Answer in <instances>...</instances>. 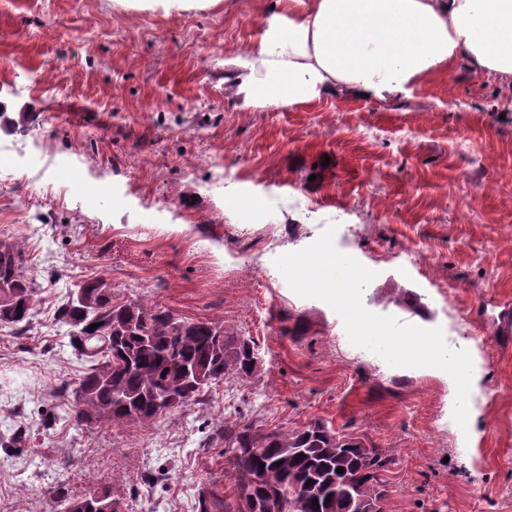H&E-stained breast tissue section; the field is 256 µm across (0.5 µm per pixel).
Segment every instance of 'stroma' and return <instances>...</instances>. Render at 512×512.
I'll return each mask as SVG.
<instances>
[{
  "label": "stroma",
  "mask_w": 512,
  "mask_h": 512,
  "mask_svg": "<svg viewBox=\"0 0 512 512\" xmlns=\"http://www.w3.org/2000/svg\"><path fill=\"white\" fill-rule=\"evenodd\" d=\"M274 2L0 0V241L37 288L31 323L0 329V512L101 489L123 512H197L234 491L212 435L238 418L364 435L394 460L384 512H512V82L460 64L387 100L248 99L236 76ZM332 224L375 273L368 311L476 352L470 435L445 371L351 344L275 266ZM98 277L253 340L257 374L146 424L78 421L84 364L54 313Z\"/></svg>",
  "instance_id": "obj_1"
}]
</instances>
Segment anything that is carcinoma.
<instances>
[{"label": "carcinoma", "mask_w": 512, "mask_h": 512, "mask_svg": "<svg viewBox=\"0 0 512 512\" xmlns=\"http://www.w3.org/2000/svg\"><path fill=\"white\" fill-rule=\"evenodd\" d=\"M2 261L11 263L21 309L0 304V326L18 329L29 323L37 291L34 281L22 272L21 256L0 242ZM79 290L98 295L102 301L85 312L77 302V291H71L58 307L56 321L67 328L72 350L88 358L82 380L108 377L120 388L113 404L123 413L112 419L114 424L135 422L132 413L150 407L178 386V376L163 370L168 358L201 367L210 376L190 388V403L228 376L248 380L256 374L254 342L224 334L220 324L185 320L139 298L120 301L112 293V284L103 279L88 280ZM94 323L97 327L88 330ZM222 439L238 491L260 474L267 487L279 488L288 497V504L275 505L272 512H361L387 496L385 473L394 464L393 458L366 444L361 436L337 431L322 421L265 431L253 423L226 420ZM246 441L258 453L236 455ZM339 467L344 472L337 473ZM198 508L199 512H241L239 495L221 498L210 491L200 494Z\"/></svg>", "instance_id": "cac0c4a2"}]
</instances>
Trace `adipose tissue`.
Listing matches in <instances>:
<instances>
[{
    "label": "adipose tissue",
    "mask_w": 512,
    "mask_h": 512,
    "mask_svg": "<svg viewBox=\"0 0 512 512\" xmlns=\"http://www.w3.org/2000/svg\"><path fill=\"white\" fill-rule=\"evenodd\" d=\"M460 62L512 82V0H288L240 81L287 108L342 92L384 98Z\"/></svg>",
    "instance_id": "obj_1"
}]
</instances>
